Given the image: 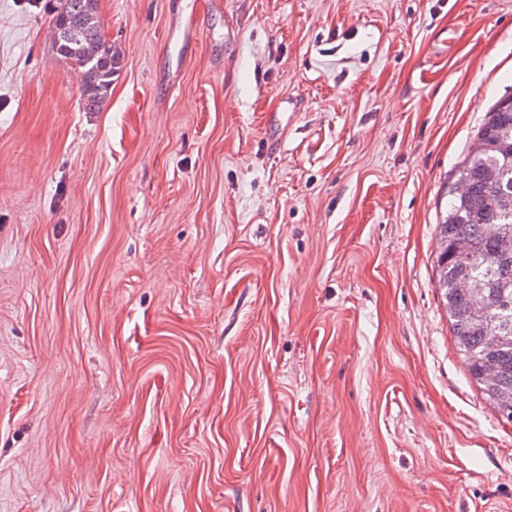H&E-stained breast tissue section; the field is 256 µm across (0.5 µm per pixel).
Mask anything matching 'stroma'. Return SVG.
<instances>
[{
    "label": "stroma",
    "mask_w": 512,
    "mask_h": 512,
    "mask_svg": "<svg viewBox=\"0 0 512 512\" xmlns=\"http://www.w3.org/2000/svg\"><path fill=\"white\" fill-rule=\"evenodd\" d=\"M50 5L0 0V512H512L434 266L512 0H97L95 112Z\"/></svg>",
    "instance_id": "1"
}]
</instances>
